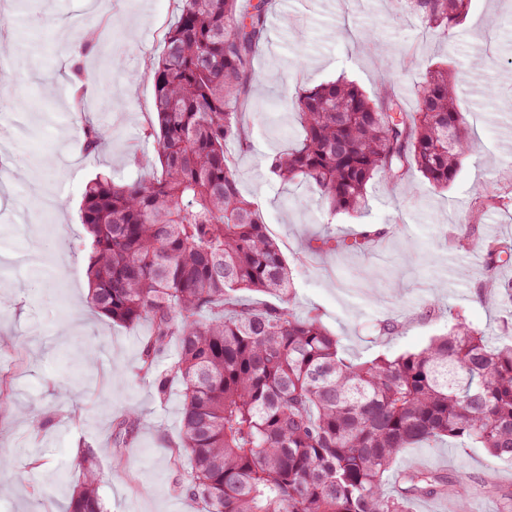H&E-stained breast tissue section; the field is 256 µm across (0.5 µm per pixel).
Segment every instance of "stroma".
Listing matches in <instances>:
<instances>
[{
	"mask_svg": "<svg viewBox=\"0 0 512 512\" xmlns=\"http://www.w3.org/2000/svg\"><path fill=\"white\" fill-rule=\"evenodd\" d=\"M0 0V512H67L79 483L75 460L90 446L107 512H199L176 492L186 475L171 452L181 439V396L159 401L142 376L147 324L112 323L89 310L87 237L79 220L97 174L130 181L157 166L149 59L163 49L179 0ZM263 48L254 61L245 115L248 148L229 154L243 195L257 203L268 235L293 273L290 306L317 314L349 357L370 360L417 351L468 323L498 332L507 314L485 304L482 238L512 240V0H471L452 30L429 29L408 0H270ZM450 65L462 85L458 106L474 151L455 182L432 188L412 173L414 192L373 179L358 214L331 212L304 184L270 176L267 159L290 149L302 129L288 101L297 86L346 76L364 91L390 81L406 109L429 65ZM87 81H79V74ZM82 83L83 103L73 86ZM105 137L83 148L84 127ZM376 230L364 251L320 252L315 238L354 239ZM469 238L457 250L455 241ZM403 329L383 333L386 322ZM94 352V366L84 364ZM138 424L121 465L113 463L115 421ZM420 466L448 484L465 483L470 512H500L512 492V464L451 441L404 449L397 472Z\"/></svg>",
	"mask_w": 512,
	"mask_h": 512,
	"instance_id": "35a3bbf8",
	"label": "stroma"
}]
</instances>
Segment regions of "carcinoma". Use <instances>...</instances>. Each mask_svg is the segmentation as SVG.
Segmentation results:
<instances>
[{
    "mask_svg": "<svg viewBox=\"0 0 512 512\" xmlns=\"http://www.w3.org/2000/svg\"><path fill=\"white\" fill-rule=\"evenodd\" d=\"M177 21L151 62L160 172L116 183L99 174L80 209L88 237L91 306L112 322L150 325L139 372L160 401L182 386V437L173 461L189 470L177 491L201 512H410L411 497L443 479L411 468L387 490L403 449L452 439L512 461V324L490 336L461 313L420 351L358 361L315 315L287 307L291 272L256 204L240 192L228 153L247 142L253 60L268 3L180 0ZM428 27L451 31L470 0H411ZM303 129L268 172L313 187L332 212L354 214L375 177L407 185L419 172L435 188L457 178L473 150L448 68L426 72L405 110L383 83L369 98L345 79L298 90ZM484 302L512 304V241L484 239ZM280 304H244L240 291ZM176 343L165 372L155 359ZM138 417L117 421L114 457ZM82 481L68 512H105L94 456L76 459Z\"/></svg>",
    "mask_w": 512,
    "mask_h": 512,
    "instance_id": "1",
    "label": "carcinoma"
}]
</instances>
